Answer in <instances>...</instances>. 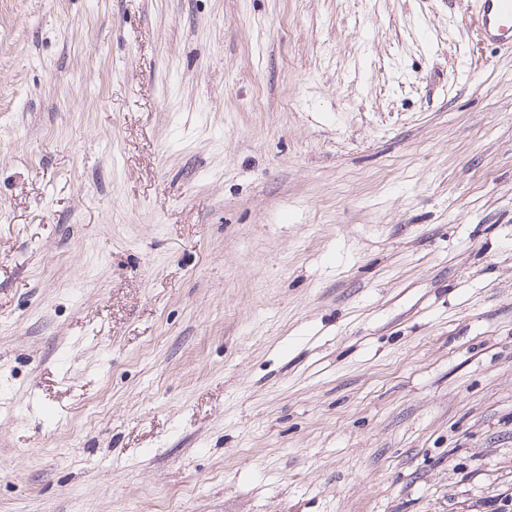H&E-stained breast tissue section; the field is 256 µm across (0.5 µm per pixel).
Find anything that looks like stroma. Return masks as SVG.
<instances>
[{
	"label": "stroma",
	"instance_id": "stroma-1",
	"mask_svg": "<svg viewBox=\"0 0 512 512\" xmlns=\"http://www.w3.org/2000/svg\"><path fill=\"white\" fill-rule=\"evenodd\" d=\"M502 506L473 0H0V512Z\"/></svg>",
	"mask_w": 512,
	"mask_h": 512
}]
</instances>
